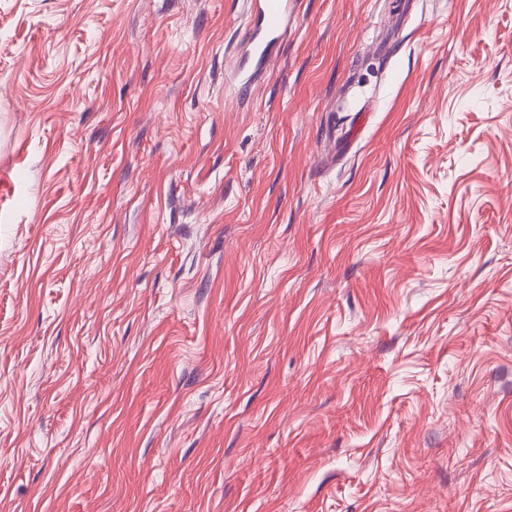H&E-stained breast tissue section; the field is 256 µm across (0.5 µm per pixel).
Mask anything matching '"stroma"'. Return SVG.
I'll list each match as a JSON object with an SVG mask.
<instances>
[{
    "label": "stroma",
    "mask_w": 512,
    "mask_h": 512,
    "mask_svg": "<svg viewBox=\"0 0 512 512\" xmlns=\"http://www.w3.org/2000/svg\"><path fill=\"white\" fill-rule=\"evenodd\" d=\"M0 0V512H512V0ZM297 3V0L251 1L254 23L246 30L244 37L256 65L269 61L274 46L288 27Z\"/></svg>",
    "instance_id": "obj_1"
}]
</instances>
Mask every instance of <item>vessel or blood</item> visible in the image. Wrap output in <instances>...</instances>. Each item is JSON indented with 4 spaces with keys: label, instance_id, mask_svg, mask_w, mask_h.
I'll use <instances>...</instances> for the list:
<instances>
[{
    "label": "vessel or blood",
    "instance_id": "1",
    "mask_svg": "<svg viewBox=\"0 0 512 512\" xmlns=\"http://www.w3.org/2000/svg\"><path fill=\"white\" fill-rule=\"evenodd\" d=\"M297 0H252L253 25L246 30L249 53L257 64L269 61L274 46L285 32Z\"/></svg>",
    "mask_w": 512,
    "mask_h": 512
}]
</instances>
